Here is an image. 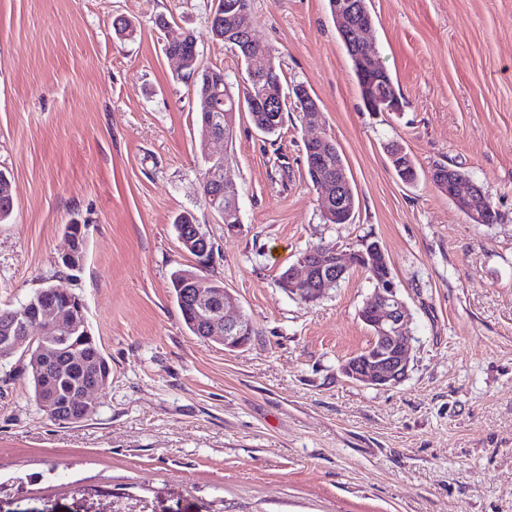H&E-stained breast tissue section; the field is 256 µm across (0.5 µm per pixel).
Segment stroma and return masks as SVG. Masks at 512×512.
<instances>
[{
  "mask_svg": "<svg viewBox=\"0 0 512 512\" xmlns=\"http://www.w3.org/2000/svg\"><path fill=\"white\" fill-rule=\"evenodd\" d=\"M371 38L406 103L364 107L328 0H250L288 85L317 100L356 198L325 223L306 179L312 128L267 136L237 113L226 151L241 227L208 207L195 104L164 43L241 66L213 0H0V308L52 285L79 295L111 367L91 419L60 425L0 365V512H512V0H368ZM122 17L136 30L117 38ZM418 170L468 171L500 218L474 224ZM214 242L207 270L256 333L224 350L186 328L170 275L193 265L174 220ZM85 260L58 264L65 227ZM378 241L409 311L408 376L375 389L341 363L371 332L356 270L314 303L279 288L319 241ZM391 144H397V145L392 146L390 154L399 155V157L397 158V160H393L391 158H390V160H391L392 166H393L395 172L397 173L398 177L403 182H406V183L415 182L419 177V171H418L417 167L415 166V163L413 162V160L411 159V157L405 151V149L402 147L401 144H399L396 141L392 142ZM400 161H402V165H401L402 170H400L397 165V162H400ZM401 171H403V172H401ZM402 173H404V177H403Z\"/></svg>",
  "mask_w": 512,
  "mask_h": 512,
  "instance_id": "35a3bbf8",
  "label": "stroma"
}]
</instances>
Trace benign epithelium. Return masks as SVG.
Returning a JSON list of instances; mask_svg holds the SVG:
<instances>
[{"instance_id": "1", "label": "benign epithelium", "mask_w": 512, "mask_h": 512, "mask_svg": "<svg viewBox=\"0 0 512 512\" xmlns=\"http://www.w3.org/2000/svg\"><path fill=\"white\" fill-rule=\"evenodd\" d=\"M242 3L224 5L222 0L216 2L212 13L215 38L234 45L241 41V33L233 18L244 14ZM357 14L347 4L336 5L334 20L339 31L356 37L362 47H371L367 32L372 22L354 24ZM175 42L189 47L185 55H171L176 70L182 71L186 66L197 64L195 77L201 78L203 90L202 134L206 141L222 142L229 146L233 136L232 120L237 105L220 109L217 102L224 100V69L203 67L197 51V41L190 34H183ZM271 67L269 57L264 54H250L247 61L248 79L260 84ZM296 103L304 108V125L311 127L319 124L321 112L317 103L305 86L297 85L293 89ZM261 111L268 113L269 124H276L283 103L274 92L266 93L259 101ZM309 148V170L320 190V202L324 216L332 221H339L349 212L347 185L349 179L341 165L331 168L327 161L331 159V137L327 134L306 139ZM202 173V184L208 186L214 182L224 183V195L207 193L205 198L209 206L226 222V228L233 231L239 227L234 216L239 210L236 184L226 165V155L207 153ZM436 187L454 200L456 207L468 218L478 224L485 223L490 206L483 190L478 185L466 191L443 179L437 181ZM68 248L61 256L62 264L70 270L79 269L85 258V239L81 235L66 232ZM185 249H192L196 254V267L202 275L195 279L196 288L191 295V308L187 316L200 318L205 322L206 336L203 341H216L224 349L234 351L246 347L255 331L254 324L248 316L238 313L229 317L228 310L236 306L234 295L227 288L212 287V280L204 275L214 257L213 245L201 226L194 225L192 236L180 237ZM365 268L372 274L373 291L363 306V322L372 333L371 343L362 353L345 360L341 373L348 379L363 386L376 389L395 387L408 375L410 364L409 348L413 340L408 327V307L398 290L394 277L389 273L390 265L387 255L379 242L367 245V251H350L344 253L336 246L317 248L298 257L295 265L287 270L280 279L282 288L292 296L300 297L311 303L324 296L326 291L338 285L347 271L352 268ZM70 299V309L59 310L54 303L44 302L40 307L31 309L28 303L22 304L21 315L12 324L0 329V361L9 360L24 348L39 345L40 354H46L47 336L57 329L68 326L88 332L86 326V306L82 298L73 292H64ZM111 369L100 372L91 383L74 388L67 402L80 403L88 408L98 405L96 393L107 383Z\"/></svg>"}]
</instances>
